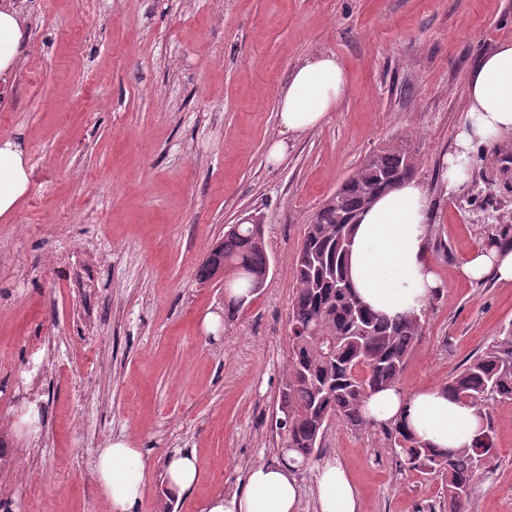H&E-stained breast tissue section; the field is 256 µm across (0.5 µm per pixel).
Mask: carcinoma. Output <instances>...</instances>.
Segmentation results:
<instances>
[{"label": "carcinoma", "mask_w": 512, "mask_h": 512, "mask_svg": "<svg viewBox=\"0 0 512 512\" xmlns=\"http://www.w3.org/2000/svg\"><path fill=\"white\" fill-rule=\"evenodd\" d=\"M413 154L403 145L382 148L322 202L306 224L295 255L296 293L289 320L290 359L281 382L278 413L288 421L282 457L290 469L319 455L332 419L353 429L368 426L362 408L368 396L395 387L422 336L420 318H387L358 298L345 266L357 215L378 196L411 179ZM269 257L264 225L233 224L203 260L198 281L224 272V321L262 288ZM446 388L482 410L485 425L468 448H428L395 425L394 444L409 468L447 483V512H468L482 460L494 448L488 406L512 401V329L503 330L480 354L448 380Z\"/></svg>", "instance_id": "cac0c4a2"}]
</instances>
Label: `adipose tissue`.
I'll use <instances>...</instances> for the list:
<instances>
[{
    "mask_svg": "<svg viewBox=\"0 0 512 512\" xmlns=\"http://www.w3.org/2000/svg\"><path fill=\"white\" fill-rule=\"evenodd\" d=\"M22 18L13 0H0V77H9L20 55ZM347 94L345 73L334 55L311 57L292 71L278 96L284 137L270 148L271 161L287 150V134L320 126ZM469 107L444 159L445 190L467 182L475 146H492L512 136V42L483 54L468 81ZM29 172L19 144L0 138V217L9 215L26 193ZM433 198L409 180L375 200L358 217L348 256V273L362 302L387 316L419 315L441 290L429 258ZM460 278H488L512 284V242H484L458 268ZM364 414L373 425L404 424L420 443L433 448H467L483 426L476 407L432 386L410 394L389 387L372 393ZM96 474L110 512H135L141 497L143 464L139 449L125 440L98 449ZM194 454L180 450L165 458L166 494L182 497L198 480ZM319 512H363L346 471L335 462L319 466ZM300 489L288 468L252 466L241 488L209 498L202 512H299Z\"/></svg>",
    "mask_w": 512,
    "mask_h": 512,
    "instance_id": "ef3b65f1",
    "label": "adipose tissue"
}]
</instances>
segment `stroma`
<instances>
[{
	"instance_id": "1",
	"label": "stroma",
	"mask_w": 512,
	"mask_h": 512,
	"mask_svg": "<svg viewBox=\"0 0 512 512\" xmlns=\"http://www.w3.org/2000/svg\"><path fill=\"white\" fill-rule=\"evenodd\" d=\"M21 54L0 138L30 184L0 218V426L19 468L0 484L27 512H109L97 450L142 454L137 512H157L163 460L195 451L200 478L171 501L201 512L247 470L278 463L294 258L306 224L366 156L403 142L432 194L429 257L443 282L398 384L446 385L512 326V284L459 264L512 230V140L475 151L460 192L441 159L481 55L512 42V0H22ZM342 65L348 93L317 128L280 137L277 95L307 57ZM260 216L270 271L223 330L224 291L195 275L229 224ZM45 349L30 350L34 333ZM36 386L39 430L17 424ZM495 449L472 512H512V401L490 408ZM345 469L363 512H440V479L408 471L386 426L330 421L319 462Z\"/></svg>"
}]
</instances>
